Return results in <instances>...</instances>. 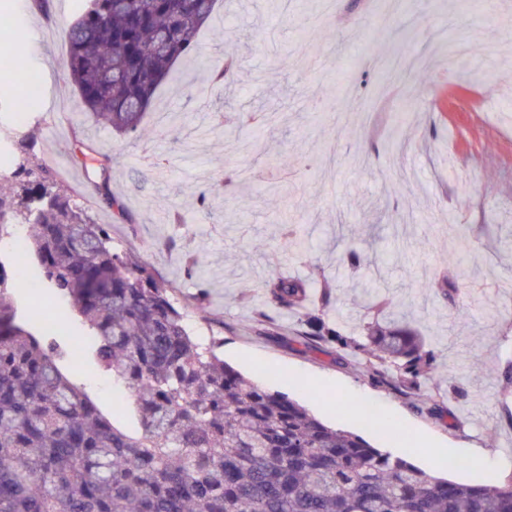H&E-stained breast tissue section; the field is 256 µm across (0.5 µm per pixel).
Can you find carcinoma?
I'll return each instance as SVG.
<instances>
[{
  "instance_id": "cac0c4a2",
  "label": "carcinoma",
  "mask_w": 512,
  "mask_h": 512,
  "mask_svg": "<svg viewBox=\"0 0 512 512\" xmlns=\"http://www.w3.org/2000/svg\"><path fill=\"white\" fill-rule=\"evenodd\" d=\"M216 0H86L60 31L78 106L124 134L146 135L153 95L191 54ZM0 237L29 224L42 281L67 297L91 331L72 360L131 397L123 430L61 370V352L16 321L15 275L0 260V512H512V482L432 476L362 435L328 425L272 392L191 335L149 266L112 247L110 225L71 198L26 138L0 134ZM268 300L304 309L310 284L276 273ZM375 380L418 392L435 361L426 337L377 319L347 339Z\"/></svg>"
}]
</instances>
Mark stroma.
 <instances>
[{
    "label": "stroma",
    "instance_id": "35a3bbf8",
    "mask_svg": "<svg viewBox=\"0 0 512 512\" xmlns=\"http://www.w3.org/2000/svg\"><path fill=\"white\" fill-rule=\"evenodd\" d=\"M83 0H0L13 27L0 46L24 39L26 68L0 81V126L32 132L36 154L70 169L63 185L112 227L114 248L150 266L196 337L225 363L288 394L324 422L393 450L381 428L411 437L401 454L437 475L447 457L461 482L512 481V427L499 373L512 362V0L492 7L461 0H218L197 50L174 66L148 111L149 141L120 136L85 113L65 129L47 126L76 100L63 78L66 47L58 11L78 16ZM235 49L229 79L214 80L224 48ZM464 47V68L445 71L448 49ZM494 70L486 90L478 72ZM35 74L43 98L20 122L18 105ZM283 157L281 168L269 159ZM221 194L197 199L216 174ZM105 185L124 213L101 208ZM471 231L463 265L452 241ZM304 239L292 253L289 240ZM366 253L359 270L337 263L343 250ZM206 259L188 275L190 255ZM309 281L326 276L325 324L355 332L373 302H402L431 338L436 360L420 395L375 382L362 355L319 340L298 311L271 304L270 271ZM460 271L456 305L428 289ZM17 314L33 308L60 322L58 344L88 329L69 301L42 289L14 291ZM61 368L122 429H132L127 398L91 360ZM441 448L422 455L421 440Z\"/></svg>",
    "mask_w": 512,
    "mask_h": 512
}]
</instances>
